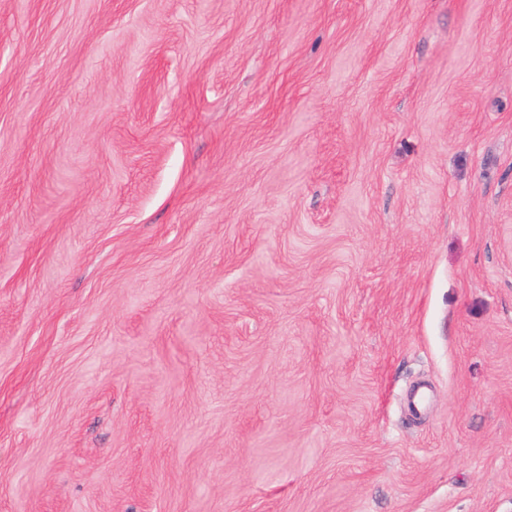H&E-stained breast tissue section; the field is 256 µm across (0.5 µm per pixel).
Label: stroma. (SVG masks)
I'll return each mask as SVG.
<instances>
[{
    "instance_id": "1",
    "label": "stroma",
    "mask_w": 512,
    "mask_h": 512,
    "mask_svg": "<svg viewBox=\"0 0 512 512\" xmlns=\"http://www.w3.org/2000/svg\"><path fill=\"white\" fill-rule=\"evenodd\" d=\"M0 512H512V0H0Z\"/></svg>"
}]
</instances>
